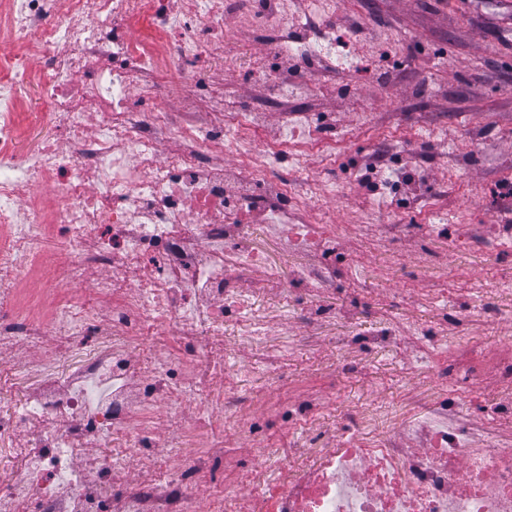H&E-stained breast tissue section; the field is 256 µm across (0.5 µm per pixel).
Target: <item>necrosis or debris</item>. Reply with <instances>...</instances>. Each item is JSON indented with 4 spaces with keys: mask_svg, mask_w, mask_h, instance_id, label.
Wrapping results in <instances>:
<instances>
[{
    "mask_svg": "<svg viewBox=\"0 0 512 512\" xmlns=\"http://www.w3.org/2000/svg\"><path fill=\"white\" fill-rule=\"evenodd\" d=\"M276 0H0V371L22 369L39 386L0 435L25 440L0 448L21 471L0 481V512H512V448L485 440L459 410V394L512 387V341L466 340L436 363L450 396L418 423L380 442L317 453L296 477L245 493L228 430L262 447L267 424L309 426L320 405L310 391L257 405L217 386L224 373V324L241 317V336L265 328L245 272L253 247L241 215L289 225L296 244L319 243L314 266L297 279L307 321L330 320L320 297L348 270L337 230L276 175L290 156L301 166L311 140L286 110L276 140L254 148L261 124L252 107L205 109L187 60L206 58L225 79L259 74L286 104L303 81L278 82L276 57L322 53L303 29L289 28ZM271 33L265 55L236 42L225 18ZM176 93L180 109L159 107ZM96 126H89V119ZM177 149L164 153L165 143ZM241 159L227 191L224 152ZM73 257L47 318L25 285L43 269L51 240ZM104 270L95 284L87 273ZM96 337L102 355L63 374L23 359L54 341L71 347ZM196 401L217 409L188 462L181 449H157L164 415ZM138 463V478L116 474Z\"/></svg>",
    "mask_w": 512,
    "mask_h": 512,
    "instance_id": "obj_1",
    "label": "necrosis or debris"
}]
</instances>
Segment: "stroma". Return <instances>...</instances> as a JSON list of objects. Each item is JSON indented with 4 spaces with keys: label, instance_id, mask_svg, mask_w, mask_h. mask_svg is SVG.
<instances>
[{
    "label": "stroma",
    "instance_id": "obj_1",
    "mask_svg": "<svg viewBox=\"0 0 512 512\" xmlns=\"http://www.w3.org/2000/svg\"><path fill=\"white\" fill-rule=\"evenodd\" d=\"M330 10L329 32L357 65L345 73L329 57L309 63L308 90L288 107L314 113L303 137L335 129L336 163L327 165L316 154L303 170L285 165L280 174L302 193L323 187V220L341 226L336 248L353 265L335 290L322 294L321 304L329 310L350 306L351 315L336 319L329 336L319 339V325L298 319L286 298L295 271L314 261L316 246L297 248L291 228L274 231L247 218L258 248L249 276L264 288L254 306L273 315V333L251 342L225 325L224 387L249 402L275 397L279 372L299 392L325 387L318 421L335 427L337 443L347 445L357 438L348 421L352 411L376 403L388 407L395 422L410 423L446 394L430 368L460 336L512 338V252L494 246L498 224L512 217V196L499 190L512 184V166L500 163L512 159V0H332ZM208 79L215 100L256 107L262 136L279 135V111L265 101L258 77L244 72L228 85L213 69ZM382 137L393 154L414 157L413 175L424 182L409 208L360 184V164L377 152ZM389 224L411 230L389 238ZM440 224L466 225L477 248L449 245L436 230ZM422 250L437 255L447 278L414 272L411 259ZM271 267L278 281L268 280ZM486 307L493 319H480ZM385 321L423 333L404 336L397 347L345 346L346 338L370 335ZM269 352L281 356L278 371L261 360ZM346 359L359 361V369L340 373ZM232 440L243 466L258 474L250 486L257 494L267 481L290 478L310 462L301 456L284 463L281 444L312 448L317 432L272 429L261 455L248 439L236 434Z\"/></svg>",
    "mask_w": 512,
    "mask_h": 512
}]
</instances>
